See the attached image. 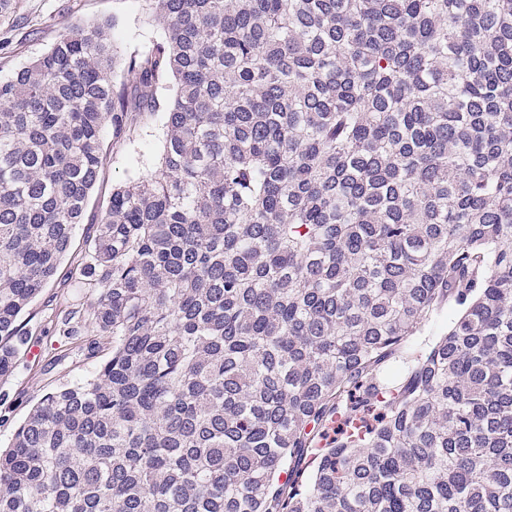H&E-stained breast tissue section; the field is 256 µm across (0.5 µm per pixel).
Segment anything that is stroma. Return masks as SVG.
<instances>
[{
  "label": "stroma",
  "instance_id": "35a3bbf8",
  "mask_svg": "<svg viewBox=\"0 0 512 512\" xmlns=\"http://www.w3.org/2000/svg\"><path fill=\"white\" fill-rule=\"evenodd\" d=\"M111 22L115 49L114 77L132 83L124 67L131 52H144L163 38L164 24L149 0H8L0 8V81L12 78L31 60L48 51L63 31L93 22ZM164 114L131 113L122 140L104 132L102 148L107 156L91 193L85 220L74 231L66 265H75L85 237L105 212L112 190L119 184L151 174L160 167ZM37 357H23L15 375L0 385V447H7L17 425L31 407L52 388L90 376L92 361L77 346L55 332L33 337Z\"/></svg>",
  "mask_w": 512,
  "mask_h": 512
}]
</instances>
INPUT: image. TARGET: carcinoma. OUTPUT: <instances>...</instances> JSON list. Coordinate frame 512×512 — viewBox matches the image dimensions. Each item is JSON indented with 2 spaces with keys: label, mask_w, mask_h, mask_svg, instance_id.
Instances as JSON below:
<instances>
[{
  "label": "carcinoma",
  "mask_w": 512,
  "mask_h": 512,
  "mask_svg": "<svg viewBox=\"0 0 512 512\" xmlns=\"http://www.w3.org/2000/svg\"><path fill=\"white\" fill-rule=\"evenodd\" d=\"M150 2L135 85L105 23L0 81L1 384L102 129L174 89L59 299L109 355L0 449V512H512V0Z\"/></svg>",
  "instance_id": "carcinoma-1"
}]
</instances>
